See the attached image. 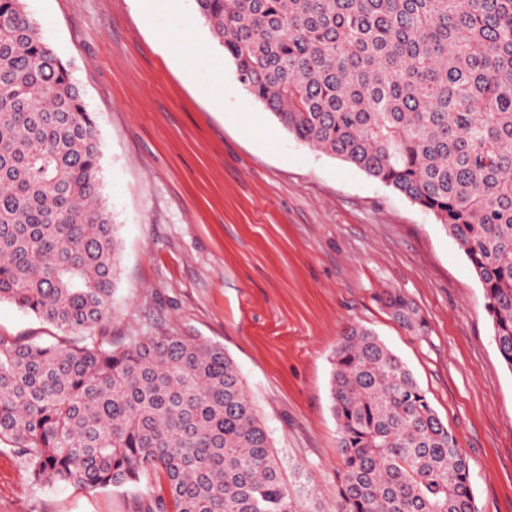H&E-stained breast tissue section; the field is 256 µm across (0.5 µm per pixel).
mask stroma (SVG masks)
Returning a JSON list of instances; mask_svg holds the SVG:
<instances>
[{
  "instance_id": "obj_1",
  "label": "stroma",
  "mask_w": 512,
  "mask_h": 512,
  "mask_svg": "<svg viewBox=\"0 0 512 512\" xmlns=\"http://www.w3.org/2000/svg\"><path fill=\"white\" fill-rule=\"evenodd\" d=\"M93 112L118 267L98 331L222 345L302 512H336L331 359L371 329L407 365L466 455L478 512H512V368L484 290L442 224L356 167L296 141L251 99L194 0H25ZM223 68V81L213 72ZM399 292L427 322L403 327ZM0 334L61 332L9 302ZM158 489L37 485L0 453V512H140ZM380 301L404 326L422 331L425 330L426 325L423 320L417 317L415 310L400 294L387 292L380 297Z\"/></svg>"
}]
</instances>
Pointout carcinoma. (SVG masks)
Listing matches in <instances>:
<instances>
[{
	"label": "carcinoma",
	"instance_id": "cac0c4a2",
	"mask_svg": "<svg viewBox=\"0 0 512 512\" xmlns=\"http://www.w3.org/2000/svg\"><path fill=\"white\" fill-rule=\"evenodd\" d=\"M238 82L301 143L432 213L482 283L512 369V0H195ZM98 130L23 0H0V450L39 485L163 480L142 512H300L233 360L177 333L107 347L116 239ZM382 304L423 320L398 293ZM336 512H478L469 462L371 331L336 346ZM0 334L13 338H28L39 343H52L60 336H64L56 327L41 322L6 301L0 303Z\"/></svg>",
	"mask_w": 512,
	"mask_h": 512
}]
</instances>
